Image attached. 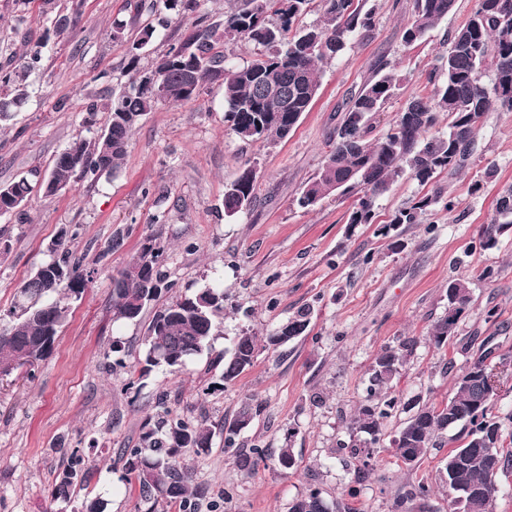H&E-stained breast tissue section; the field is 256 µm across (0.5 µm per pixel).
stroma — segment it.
I'll list each match as a JSON object with an SVG mask.
<instances>
[{"label":"stroma","mask_w":512,"mask_h":512,"mask_svg":"<svg viewBox=\"0 0 512 512\" xmlns=\"http://www.w3.org/2000/svg\"><path fill=\"white\" fill-rule=\"evenodd\" d=\"M365 3L372 29L322 66L310 110L276 145L240 141L224 121L223 88L213 83L197 100L145 115L113 174L54 196L32 194L23 216L0 217L11 238L0 255V320L9 321L21 283L49 260L63 228L76 229L70 247L89 277L81 297L69 299L55 348L34 378L18 371L0 379V512H79L91 499L102 501L104 512H146L138 490L122 479L118 456L138 444L160 398L214 431L208 453L184 459L204 491L196 512H288L294 498L313 490L355 512H397L400 490L418 482L431 489L430 512H451L443 483L451 440L428 449L412 470L397 462L391 441L417 404L453 395L457 377L486 343L505 361L491 413L512 433V229L492 247L478 243L500 185L512 183V112L482 117L477 147L457 174H440L427 186L397 178L377 199L373 223H349L350 197H329L311 211L294 202L322 166L351 94L378 70L397 75L400 86L373 124V137L385 134L411 96L431 93L449 34L475 8V0H457L425 42L408 46L402 30L413 0ZM60 13L77 16L63 32L55 25ZM116 19L126 24L118 38ZM158 19L129 0H0V68L14 69L28 45L43 46L41 64L26 80L27 102L0 123V183L49 168L75 138H97L107 114L88 113L87 105L105 103L127 82L130 40ZM247 164L256 169L254 204L231 219L224 189ZM436 190L441 201L421 223L392 224L395 212ZM158 213L164 223H152ZM149 235L166 249L163 270L173 288L165 301L217 284L224 323L212 352L180 373L156 370L133 384L130 371L153 312L137 322L114 320L112 277ZM115 237L122 244L109 249ZM454 279L468 283L471 303L455 336L438 348L429 332L448 310ZM304 309L305 333L260 351L236 383L212 390L223 370L217 357L235 336L267 335ZM406 339L414 346L392 383L398 405L373 448L376 468L357 473L344 450L352 442L348 423L377 355ZM248 400L260 413L238 435L235 451L225 450L218 426ZM257 446L272 454L291 447L294 469L271 460L240 468L237 453ZM78 459L83 481L56 496L62 472Z\"/></svg>","instance_id":"35a3bbf8"}]
</instances>
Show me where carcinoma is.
<instances>
[{"mask_svg":"<svg viewBox=\"0 0 512 512\" xmlns=\"http://www.w3.org/2000/svg\"><path fill=\"white\" fill-rule=\"evenodd\" d=\"M318 2V18L302 19ZM456 0H414L411 18L402 39L412 45L452 13ZM152 9L170 12L177 19L191 14L194 20L175 42L148 68H138L140 53L152 40L165 33L154 25L143 26L129 47L134 74L129 84L115 94L103 110L106 126L93 141L76 138L58 153L50 169L33 167L13 181L0 185V216L21 213L18 206L34 192L53 196L80 179L94 180L111 173L124 158L133 130L148 113L170 102L197 99L204 86L215 82L224 89V121L232 133L247 144L268 147L288 136L307 112L320 88L318 65L336 58L356 34L373 27L374 16L363 10L362 0H236L224 13V23L198 13V0H155ZM224 48L215 50L218 41ZM253 47L251 59L232 63L235 47ZM42 60L37 47L25 55L13 72L0 74L1 83L19 84L13 97L0 96V120L21 103L20 87L26 73ZM493 73L492 86L482 83L485 70ZM443 80L429 96L408 99L397 112L392 127L378 138L370 137L372 117L383 111L394 96L398 79L391 72L376 73L345 108L336 141L319 172L307 182L295 203L310 209L338 193L357 196L349 216L351 224H371L374 204L391 183L407 174L425 186L439 174L458 173L472 155L479 123L487 112H512V0H477L469 19L448 37L441 57ZM160 75L162 99L145 86V78ZM448 113V132L427 137L441 114ZM256 171L250 165L226 186L224 213L231 217L250 209L254 201ZM438 196H423L411 207L397 211L391 223L415 224ZM512 228V184L498 190L493 216L483 226L480 241L492 247L498 236ZM68 231H61L48 261L40 264L23 282L14 306V319L0 328V362L17 355L26 357L27 375L47 358L54 347L69 305L79 297L88 279L81 260L65 246ZM164 248L149 236L126 265L112 277V310L118 320L136 321L143 311L156 306L148 326V339L139 362V376L154 369L181 371L192 358L212 350L224 322V289L207 285L191 295L159 304L173 288L161 272ZM471 302L467 282L448 281V307L453 316H440L432 325L431 340L441 347L455 335L461 314ZM309 311L302 310L275 331L258 336L250 331L234 339L224 358L222 384H232L250 369L261 348H277L302 335L309 324ZM413 341L384 349L372 364L366 395L349 428L365 435L360 443L341 449L362 455V467L369 471L372 452L383 435L384 421L397 399L388 396L390 383L407 363ZM495 349L486 347L477 360L458 377L451 398L439 404H423L399 428L392 439L394 457L406 468L419 465L427 449L436 446L450 429L457 430L459 444L448 451L445 465L448 498L453 512H494L500 488L497 477L512 461L501 422L490 421L494 389L479 371ZM258 408L245 403L236 416L221 425L224 446L231 448L235 437L247 428ZM492 422L496 437L483 440L477 415ZM212 431L192 424L168 408L145 420L140 445L124 450L120 461L127 479L139 485L148 512L177 503L182 512H195L194 499L201 494L192 487V475L182 464L192 452L205 454L211 448ZM430 488L410 484L401 503L419 502L426 507ZM288 512H352V507L327 501L320 492L310 491L292 501Z\"/></svg>","mask_w":512,"mask_h":512,"instance_id":"cac0c4a2","label":"carcinoma"}]
</instances>
